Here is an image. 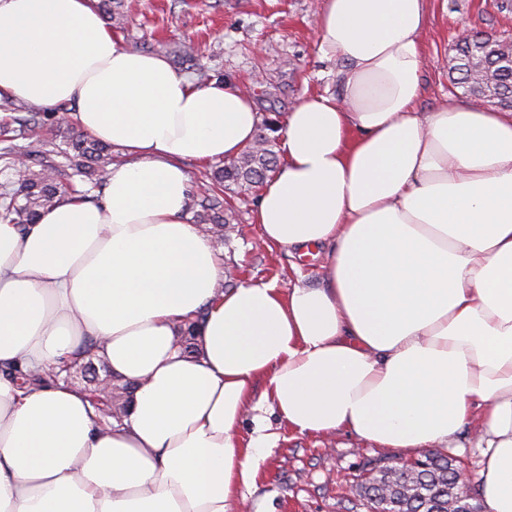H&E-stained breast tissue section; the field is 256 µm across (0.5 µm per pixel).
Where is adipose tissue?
<instances>
[{
  "label": "adipose tissue",
  "instance_id": "adipose-tissue-1",
  "mask_svg": "<svg viewBox=\"0 0 512 512\" xmlns=\"http://www.w3.org/2000/svg\"><path fill=\"white\" fill-rule=\"evenodd\" d=\"M427 24V0H321L343 94L288 113L251 221L327 249L326 284L223 290L185 164L251 145L255 101L125 46L93 0H0V91L122 149L102 199L0 221V512H242L270 414L380 448L472 428L485 512H512V113L417 111ZM89 340L132 386L109 428L81 389L21 383Z\"/></svg>",
  "mask_w": 512,
  "mask_h": 512
}]
</instances>
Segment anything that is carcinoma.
Listing matches in <instances>:
<instances>
[{
    "mask_svg": "<svg viewBox=\"0 0 512 512\" xmlns=\"http://www.w3.org/2000/svg\"><path fill=\"white\" fill-rule=\"evenodd\" d=\"M124 0H98L97 8L103 16L121 24L124 18ZM450 81L456 88L471 97H482L497 101L500 105L512 106V40L493 38L480 32L471 33L469 41L455 49ZM52 114L40 112L31 107L25 115L14 118V125L0 126V141L5 143L3 155H10L15 147L11 141L22 137L26 145V166L23 172L15 173V178L4 186L0 194V219L12 224H34L40 210L51 206L67 195L60 175L62 168L76 167L94 186L102 188L107 183V166L112 163V145L102 143L81 129L71 128L64 147H56L55 156L59 160H49L47 143L32 137L35 129L47 124ZM261 146L251 144L238 157L224 163L215 170L212 184L204 194L194 197V221L198 225L221 235L224 226L234 220V207L231 201L221 199L219 192L237 185L254 188L278 169V155L273 150L275 138L267 133L258 135ZM203 317L197 313L180 328V335L188 340L184 351L199 353L192 342L196 324ZM95 343L88 342L78 352L82 358L81 369L86 375L88 386L83 388L89 396L97 398L99 380L92 362ZM109 395L106 401L95 406L96 415L101 421L121 420L124 413L123 395L129 386L108 379ZM423 464L413 468L408 479L400 480L391 475L388 465H376L370 475L362 480L360 497L369 501L372 495H381L387 500L383 512H448V503L456 498L455 474L460 469L459 461L448 454L437 453L434 460L422 457Z\"/></svg>",
    "mask_w": 512,
    "mask_h": 512,
    "instance_id": "obj_1",
    "label": "carcinoma"
}]
</instances>
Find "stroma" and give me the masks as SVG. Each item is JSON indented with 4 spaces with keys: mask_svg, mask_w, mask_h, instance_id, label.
Masks as SVG:
<instances>
[{
    "mask_svg": "<svg viewBox=\"0 0 512 512\" xmlns=\"http://www.w3.org/2000/svg\"><path fill=\"white\" fill-rule=\"evenodd\" d=\"M500 0H428V24L421 35L425 60L422 112L462 102L451 89L448 60L459 27L512 37V11ZM131 10L117 37L129 47L173 59L191 45L211 78L230 79L252 96L263 117L285 121L307 93L341 94L337 62L322 58L316 45L320 0H130ZM238 207L217 248L224 254V279L277 282L296 279L323 286L326 253L266 246L250 221L258 189H231ZM279 440L261 467L245 512H367L348 490L368 462L391 464L412 458L403 448H377L339 433L309 436L279 429Z\"/></svg>",
    "mask_w": 512,
    "mask_h": 512,
    "instance_id": "1",
    "label": "stroma"
}]
</instances>
